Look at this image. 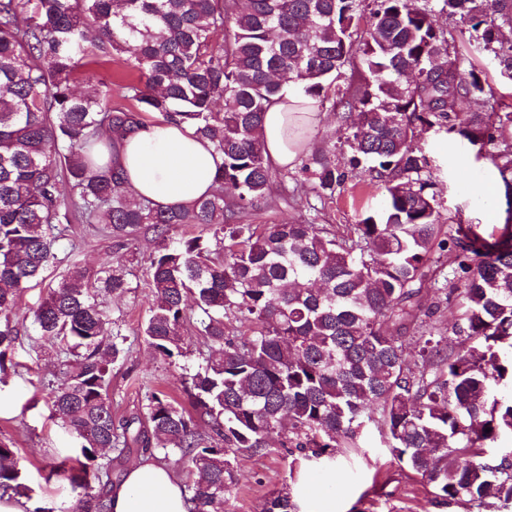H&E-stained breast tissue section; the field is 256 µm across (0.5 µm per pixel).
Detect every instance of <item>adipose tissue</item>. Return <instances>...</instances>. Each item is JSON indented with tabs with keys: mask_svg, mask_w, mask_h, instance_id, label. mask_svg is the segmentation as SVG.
<instances>
[{
	"mask_svg": "<svg viewBox=\"0 0 512 512\" xmlns=\"http://www.w3.org/2000/svg\"><path fill=\"white\" fill-rule=\"evenodd\" d=\"M323 115L302 93L274 99L264 115V158L270 168L294 167ZM217 154L209 140L186 123L147 122L118 150L104 148L103 161L120 169L126 183L162 208L182 207L215 189ZM112 512H189L190 504L168 467L145 456L111 485Z\"/></svg>",
	"mask_w": 512,
	"mask_h": 512,
	"instance_id": "ef3b65f1",
	"label": "adipose tissue"
}]
</instances>
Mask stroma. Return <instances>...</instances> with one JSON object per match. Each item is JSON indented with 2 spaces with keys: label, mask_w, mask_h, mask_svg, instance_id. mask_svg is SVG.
<instances>
[{
  "label": "stroma",
  "mask_w": 512,
  "mask_h": 512,
  "mask_svg": "<svg viewBox=\"0 0 512 512\" xmlns=\"http://www.w3.org/2000/svg\"><path fill=\"white\" fill-rule=\"evenodd\" d=\"M421 144L436 165L443 217L489 225L487 204L470 195L467 187L496 178L491 162L476 160L466 143L442 134L425 133ZM283 192L288 195L284 202L279 199ZM271 194L278 197L277 206L246 210L240 213V221L258 227L299 221L332 230L358 223L381 198L380 188L368 184L364 169L346 172L333 193L321 194L299 165L289 170L285 181H274ZM68 234L70 242L57 248L55 260L44 273L45 283L59 280L75 265L95 273L110 256L122 258L127 268V292L102 297L112 329L122 338L123 351L112 366L109 388L115 421L139 415L150 389L185 402V388L204 364L203 340L196 332L197 313L192 309L187 312L183 356L170 361L159 358L142 334L149 316L148 262L156 246L152 234L139 235L121 246L88 224H71ZM42 294V286L25 289L12 313L22 328L13 352L18 367L0 382V435L11 438L17 448L18 466L31 489L28 507L59 508L70 506L74 497L69 488L45 482L43 468L59 461L70 445L48 409L66 355L61 345L39 340L31 325V310ZM289 463L287 450L278 446L264 455L238 454L224 512H263L270 494L285 487L290 488L299 512H470L461 504L435 501L431 486L395 460L373 428L361 435L358 447L337 449L321 463L306 466L298 482L289 478Z\"/></svg>",
  "instance_id": "35a3bbf8"
}]
</instances>
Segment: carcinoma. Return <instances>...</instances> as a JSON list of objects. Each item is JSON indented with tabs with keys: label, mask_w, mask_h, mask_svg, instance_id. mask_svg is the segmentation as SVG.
Returning a JSON list of instances; mask_svg holds the SVG:
<instances>
[{
	"label": "carcinoma",
	"mask_w": 512,
	"mask_h": 512,
	"mask_svg": "<svg viewBox=\"0 0 512 512\" xmlns=\"http://www.w3.org/2000/svg\"><path fill=\"white\" fill-rule=\"evenodd\" d=\"M461 27L436 25L431 0H0V375L19 329V293L43 282L65 239L64 225L101 224L120 244L143 231L149 257V317L143 334L165 360L184 354L186 301L209 349L184 407L151 391L144 425L115 424L107 343L112 324L97 301L129 284L120 260L96 276L75 265L32 311L48 343L70 345L52 414L76 456L50 465L76 512H111L112 458L161 453L194 476L191 512H224L232 460L279 439L304 461L355 447L370 427L394 459L432 486L434 497L477 512L512 504V112H463L491 88L468 55L486 52L512 74V0H440ZM223 35L222 42L214 35ZM129 53L140 75L122 85L138 109L112 108L94 88L78 93L84 59ZM358 80L340 85L346 68ZM288 78L323 104L333 99L348 164H367L383 210L336 230L270 224L259 231L237 213L267 202L276 174L266 164V106ZM188 123L221 158L216 191L188 207L159 208L120 187L91 146H113L143 114ZM433 131L466 141L505 186L506 222H442L433 164L419 145ZM317 186L333 191L345 172L314 158ZM183 224L212 232L169 243ZM224 260L211 259V245ZM455 253L447 271L439 255ZM457 294L448 334L433 317L438 292ZM239 326H233V323ZM420 333L416 338L410 332ZM415 340L419 360L407 358ZM490 432H485V429ZM0 491L29 497L12 440L0 438ZM277 491L264 512H296Z\"/></svg>",
	"instance_id": "carcinoma-1"
}]
</instances>
